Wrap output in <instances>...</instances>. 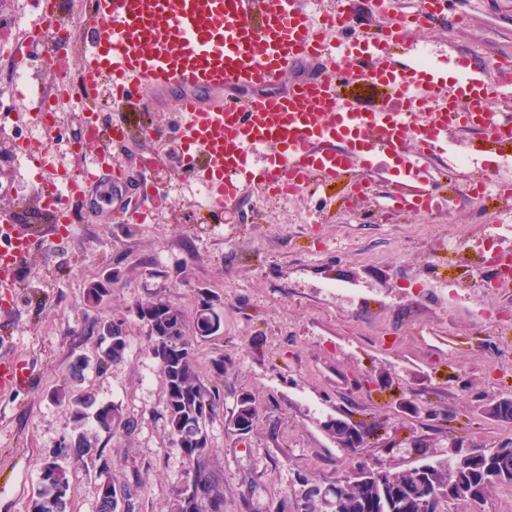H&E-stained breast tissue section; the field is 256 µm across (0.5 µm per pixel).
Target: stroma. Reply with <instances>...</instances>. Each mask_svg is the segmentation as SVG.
<instances>
[{
    "mask_svg": "<svg viewBox=\"0 0 512 512\" xmlns=\"http://www.w3.org/2000/svg\"><path fill=\"white\" fill-rule=\"evenodd\" d=\"M452 7L466 25L409 28V52L427 53L446 73L458 58H512V0ZM24 66L49 96L80 81L71 55L50 60L39 47ZM80 113L66 105L50 140L59 165L94 151L81 139ZM107 117L128 125L127 149L144 158L176 122L162 98ZM13 154V140L0 143V217L22 220L39 197ZM421 169L440 184L439 208L389 201L398 162L373 153L348 178L314 182L289 200L257 185L210 213L175 157L133 164L126 183L113 184L111 206L84 209L80 223L29 255L10 307H0V359L23 360L30 372L26 385L0 392V512H30L48 449L73 429L51 395L81 357L92 361L85 389L133 423L111 436L89 420L82 432L103 448L113 483L130 487L133 512H170L188 464L169 433L164 379L137 312L149 302L191 318L207 299L221 317L195 355L201 382L221 394L207 430L224 512H296L298 476L324 487L360 458L402 471L512 441V424L484 412L512 395V287H493L497 270L483 248L512 252V198L470 195L505 171L503 152L452 127ZM362 178L367 188L351 193L349 181ZM95 281L112 295L91 306L85 290ZM104 321L126 336L119 361L99 360ZM245 393L259 414L241 436L232 418ZM336 418L384 432L355 452L326 430ZM99 485L93 463L71 465L69 512H95Z\"/></svg>",
    "mask_w": 512,
    "mask_h": 512,
    "instance_id": "stroma-1",
    "label": "stroma"
}]
</instances>
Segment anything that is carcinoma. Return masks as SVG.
<instances>
[{
  "label": "carcinoma",
  "instance_id": "cac0c4a2",
  "mask_svg": "<svg viewBox=\"0 0 512 512\" xmlns=\"http://www.w3.org/2000/svg\"><path fill=\"white\" fill-rule=\"evenodd\" d=\"M139 315L149 317V350L165 379V418L169 432L181 451L200 449L190 461L189 480L174 496L170 512H199L201 505L205 512H224V493L209 469L211 449L204 418L205 413H214L220 401V391L215 386L208 388L201 383L194 355V342L216 334L221 327V318L211 301H202L194 316L195 334L191 336L186 332L183 311L170 303H149L139 308ZM99 333L106 342V349L98 362L121 360L127 347V341L119 337L121 325L105 321L99 326ZM88 365L89 361L84 358L71 365L67 383L52 395L53 401L64 406L66 416L77 426L91 419L110 435L130 429V421L117 405L100 402L83 388ZM257 414L255 398L245 394L238 399L233 421L249 432ZM487 414L499 422L512 423V405L509 403L497 401L487 408ZM62 441L68 442L69 447L60 448L46 457L32 497V512H67L70 471L63 462L84 463L88 460L99 463V477L103 478L96 512H117L118 504L114 502L113 494L118 493L127 501L130 489L112 483L103 451L92 447L84 434L77 431L62 437ZM445 482L446 474L432 468L418 478L403 471L392 473L390 512H420V503L427 501L434 489L445 487ZM335 484L337 487L329 489L324 500L310 498L297 504V512H378L376 489L358 472L336 479ZM456 484L471 491L481 502L500 486L512 487V454L503 461L496 458L490 462L485 448H475L473 457L458 464Z\"/></svg>",
  "mask_w": 512,
  "mask_h": 512
}]
</instances>
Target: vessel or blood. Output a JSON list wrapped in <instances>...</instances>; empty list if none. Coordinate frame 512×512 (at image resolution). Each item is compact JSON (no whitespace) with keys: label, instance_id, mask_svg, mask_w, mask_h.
<instances>
[{"label":"vessel or blood","instance_id":"b4317fda","mask_svg":"<svg viewBox=\"0 0 512 512\" xmlns=\"http://www.w3.org/2000/svg\"><path fill=\"white\" fill-rule=\"evenodd\" d=\"M352 0L315 23L307 0H92L96 24L91 37H55L50 54L76 52L81 91L109 74L118 101L150 93L175 92V135H159V156L175 154L190 164L197 182L216 210L238 200L255 184L271 196L299 194L311 176L335 178L348 158H362L364 148L397 159L410 196L418 207L440 205L439 187L421 180L418 159L434 154L442 131L462 125L487 141L512 144V120L491 106L501 89L512 86V64L497 60L475 69L458 61L455 82L421 66L397 62L403 49L406 18L386 17L356 48L330 39L329 30L347 24ZM318 62L317 74L266 93L285 64ZM342 76L329 80V72ZM252 88L247 102L225 98V91ZM381 94L384 108L367 112L357 96ZM111 135L125 140L122 128H108L100 113L82 117V135L96 141ZM262 151L263 168L251 155ZM92 182L60 198L55 212L73 222L78 208L89 206L94 186L124 178L125 164L104 151L84 160ZM14 245L0 257V289L14 285L16 269L39 243L32 225L9 227ZM29 379L17 360L0 361V391Z\"/></svg>","mask_w":512,"mask_h":512}]
</instances>
